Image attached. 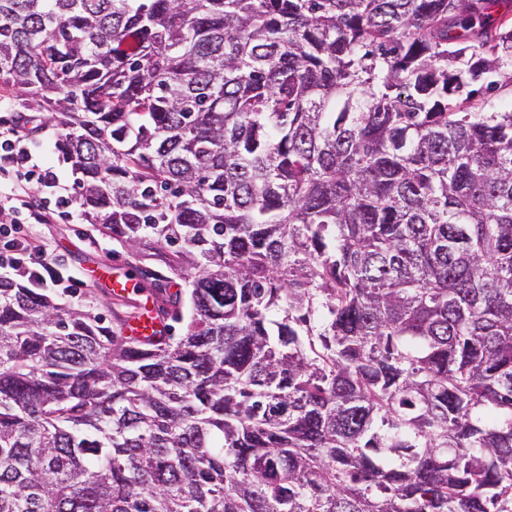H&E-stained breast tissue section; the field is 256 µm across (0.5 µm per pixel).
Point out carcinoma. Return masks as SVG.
Masks as SVG:
<instances>
[{
	"instance_id": "1",
	"label": "carcinoma",
	"mask_w": 512,
	"mask_h": 512,
	"mask_svg": "<svg viewBox=\"0 0 512 512\" xmlns=\"http://www.w3.org/2000/svg\"><path fill=\"white\" fill-rule=\"evenodd\" d=\"M511 15L0 0V79L182 324L0 279V512H512V105L473 88Z\"/></svg>"
}]
</instances>
